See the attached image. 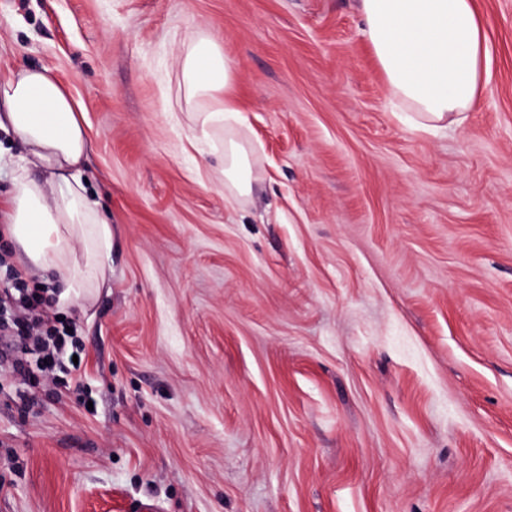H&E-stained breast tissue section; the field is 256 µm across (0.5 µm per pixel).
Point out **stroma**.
Returning a JSON list of instances; mask_svg holds the SVG:
<instances>
[{
    "label": "stroma",
    "mask_w": 512,
    "mask_h": 512,
    "mask_svg": "<svg viewBox=\"0 0 512 512\" xmlns=\"http://www.w3.org/2000/svg\"><path fill=\"white\" fill-rule=\"evenodd\" d=\"M475 3L482 103L423 131L359 0H0V73L80 104L112 225L81 372L0 380V512H512V0ZM198 30L244 119L195 140ZM252 149L233 138H224V184L239 196L247 197L253 190Z\"/></svg>",
    "instance_id": "1"
}]
</instances>
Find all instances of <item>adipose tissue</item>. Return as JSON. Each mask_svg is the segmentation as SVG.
<instances>
[{
    "instance_id": "ef3b65f1",
    "label": "adipose tissue",
    "mask_w": 512,
    "mask_h": 512,
    "mask_svg": "<svg viewBox=\"0 0 512 512\" xmlns=\"http://www.w3.org/2000/svg\"><path fill=\"white\" fill-rule=\"evenodd\" d=\"M365 33L386 77L393 111L409 124L432 129L462 124L480 103L489 56L473 0H361ZM178 66L188 98L208 100L194 121L200 130L240 119L229 99L233 70L208 35L183 42ZM79 106L49 68L0 74V128L11 130L25 153L12 170L13 191L5 234L20 246L41 281L56 283L49 301L72 307L86 283L108 281L102 262L112 247V226L83 183L87 149ZM224 183L239 196L253 190L252 149L224 140ZM82 242L83 256L74 244Z\"/></svg>"
}]
</instances>
